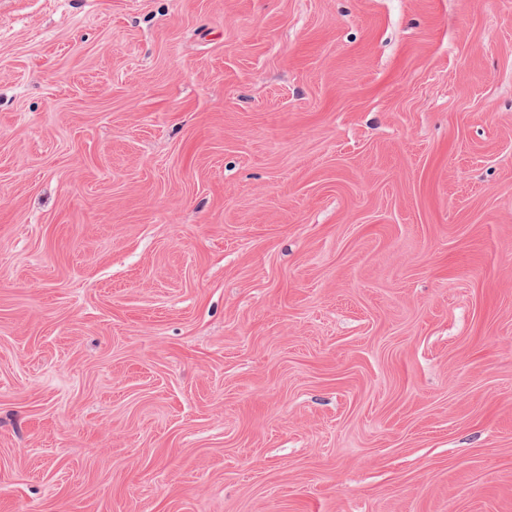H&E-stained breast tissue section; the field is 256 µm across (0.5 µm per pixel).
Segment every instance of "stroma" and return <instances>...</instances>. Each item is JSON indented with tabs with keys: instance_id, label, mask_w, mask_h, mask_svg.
Wrapping results in <instances>:
<instances>
[{
	"instance_id": "stroma-1",
	"label": "stroma",
	"mask_w": 512,
	"mask_h": 512,
	"mask_svg": "<svg viewBox=\"0 0 512 512\" xmlns=\"http://www.w3.org/2000/svg\"><path fill=\"white\" fill-rule=\"evenodd\" d=\"M0 512H512V0H0Z\"/></svg>"
}]
</instances>
